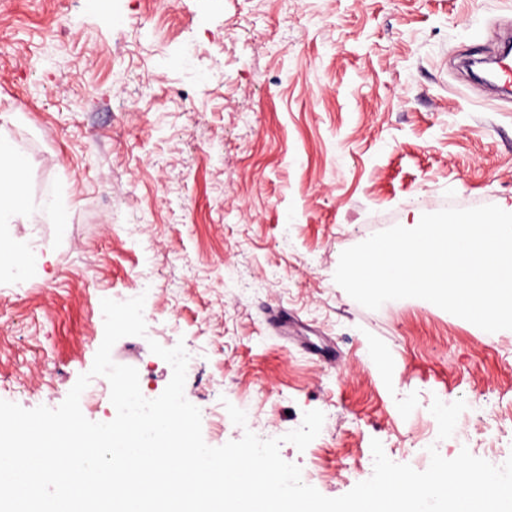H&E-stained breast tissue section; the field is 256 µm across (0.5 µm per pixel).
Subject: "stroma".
Returning a JSON list of instances; mask_svg holds the SVG:
<instances>
[{"instance_id": "obj_1", "label": "stroma", "mask_w": 512, "mask_h": 512, "mask_svg": "<svg viewBox=\"0 0 512 512\" xmlns=\"http://www.w3.org/2000/svg\"><path fill=\"white\" fill-rule=\"evenodd\" d=\"M110 2L106 21L95 0H0V138L27 160L26 217L0 240L41 257L0 266V391L58 407L102 343V299L141 295L144 274L147 334L113 361L156 397L172 373L150 341L193 345L205 442L282 438L324 496L371 477L372 440L415 465L437 399L475 437L512 414V334L421 299L370 310L334 280L377 232L512 208V101L460 66L512 36V0ZM80 408L115 418L105 377ZM314 409L306 449L284 441Z\"/></svg>"}]
</instances>
